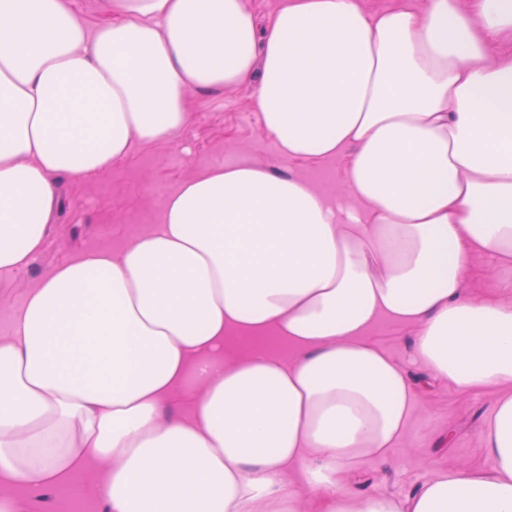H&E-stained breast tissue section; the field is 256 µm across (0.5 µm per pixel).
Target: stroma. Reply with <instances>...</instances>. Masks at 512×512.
<instances>
[{
    "label": "stroma",
    "mask_w": 512,
    "mask_h": 512,
    "mask_svg": "<svg viewBox=\"0 0 512 512\" xmlns=\"http://www.w3.org/2000/svg\"><path fill=\"white\" fill-rule=\"evenodd\" d=\"M251 95L248 87L191 92V122L175 139L136 144L128 157L86 180L57 177L59 206L43 251L26 269L0 277V340L11 336L29 288L53 267L87 250L120 253L158 222L168 195L181 182L204 170L250 161L298 175L325 196L355 208L342 179L344 158L314 166L283 158L262 129L250 105ZM465 288L473 294L511 299L512 262L475 257ZM417 332V327L383 319L368 337L407 364ZM408 373L418 381V416L393 449L391 465H364L348 473L346 482L356 491L402 499L438 470L482 462L480 427L492 411L494 393L462 392L413 366ZM96 477V471L88 470L51 492L23 497L19 512H56L60 498L70 512H105L103 503L88 490Z\"/></svg>",
    "instance_id": "35a3bbf8"
}]
</instances>
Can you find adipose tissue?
Returning a JSON list of instances; mask_svg holds the SVG:
<instances>
[{
	"instance_id": "obj_1",
	"label": "adipose tissue",
	"mask_w": 512,
	"mask_h": 512,
	"mask_svg": "<svg viewBox=\"0 0 512 512\" xmlns=\"http://www.w3.org/2000/svg\"><path fill=\"white\" fill-rule=\"evenodd\" d=\"M0 0V275L45 246L55 176L84 179L190 122L189 90L243 86L281 155L349 153L344 208L241 163L194 176L119 256L89 250L27 292L0 340V512L20 488L101 465L107 512H512V301L465 294L512 260V0ZM419 328L412 357L492 390L483 462L406 501L343 480L385 462L418 412L366 339ZM275 331L291 359L228 336ZM193 380L190 414L168 411ZM74 5L91 28L111 17V0H74Z\"/></svg>"
}]
</instances>
